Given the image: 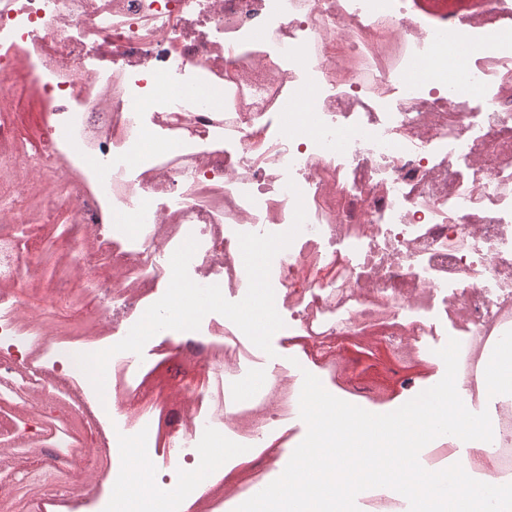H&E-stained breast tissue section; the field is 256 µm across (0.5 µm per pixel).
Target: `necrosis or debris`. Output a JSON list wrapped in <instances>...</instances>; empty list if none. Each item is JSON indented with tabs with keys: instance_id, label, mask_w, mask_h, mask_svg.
Segmentation results:
<instances>
[{
	"instance_id": "4bbe7bcc",
	"label": "necrosis or debris",
	"mask_w": 512,
	"mask_h": 512,
	"mask_svg": "<svg viewBox=\"0 0 512 512\" xmlns=\"http://www.w3.org/2000/svg\"><path fill=\"white\" fill-rule=\"evenodd\" d=\"M301 98L311 110L280 121ZM33 138L70 193L0 211V424L14 454L55 449L75 512L114 501L105 483L80 493L63 433L95 401L76 355L128 334L190 236V278L240 301L238 236L291 227V181L307 218L270 282L292 341L353 328L400 338L405 359L460 337L456 387L493 429L470 475L512 483V0H478L451 31L414 0H0V165ZM198 333L201 375L179 387L133 383L137 354L113 355L115 404L85 446L138 440L163 486L215 441L231 459L286 427L295 365L244 397L249 339L218 313ZM146 396L187 417L166 444L127 406Z\"/></svg>"
}]
</instances>
